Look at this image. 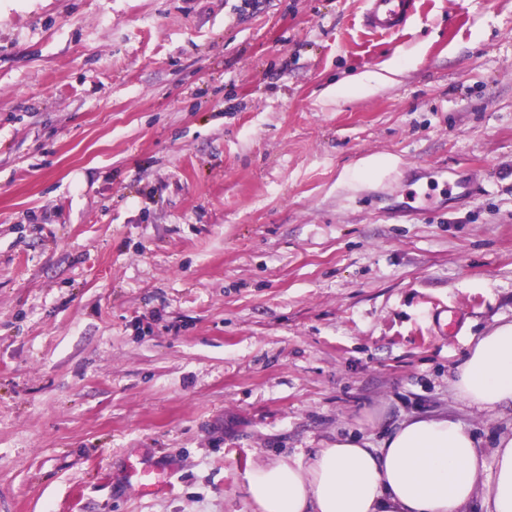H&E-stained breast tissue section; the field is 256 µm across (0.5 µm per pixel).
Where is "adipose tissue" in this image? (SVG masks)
<instances>
[{"instance_id": "adipose-tissue-1", "label": "adipose tissue", "mask_w": 512, "mask_h": 512, "mask_svg": "<svg viewBox=\"0 0 512 512\" xmlns=\"http://www.w3.org/2000/svg\"><path fill=\"white\" fill-rule=\"evenodd\" d=\"M460 400L484 412L512 404V323L474 338L453 373ZM494 477L474 436L454 417H413L368 447L336 437L306 463H254L246 493L255 512H461L482 494L491 512H512V434L495 442Z\"/></svg>"}]
</instances>
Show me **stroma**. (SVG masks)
I'll list each match as a JSON object with an SVG mask.
<instances>
[{
  "label": "stroma",
  "instance_id": "obj_1",
  "mask_svg": "<svg viewBox=\"0 0 512 512\" xmlns=\"http://www.w3.org/2000/svg\"><path fill=\"white\" fill-rule=\"evenodd\" d=\"M364 12L0 0V512H253L414 416L492 462L448 376L512 322V0ZM364 23L370 29L391 34L403 29L417 11L418 0H366ZM130 478H134L139 487L149 492H158L168 485V477L157 468L131 465Z\"/></svg>",
  "mask_w": 512,
  "mask_h": 512
}]
</instances>
